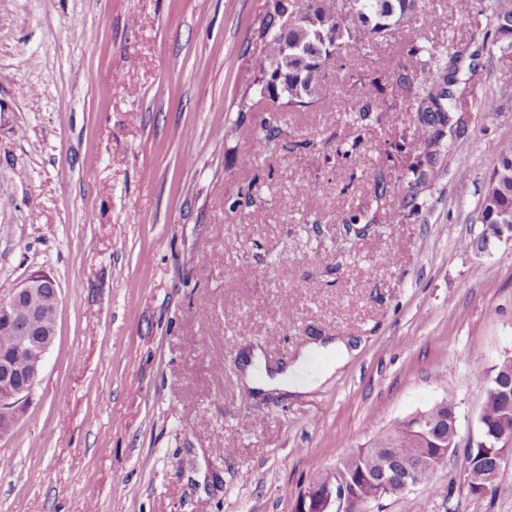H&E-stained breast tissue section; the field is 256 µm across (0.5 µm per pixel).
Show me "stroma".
<instances>
[{
    "label": "stroma",
    "mask_w": 512,
    "mask_h": 512,
    "mask_svg": "<svg viewBox=\"0 0 512 512\" xmlns=\"http://www.w3.org/2000/svg\"><path fill=\"white\" fill-rule=\"evenodd\" d=\"M271 3L0 0V295L35 271L60 288L42 377L0 439V512H293L320 472L447 397L459 446L433 481L450 496L418 487L369 512H512V464L492 496L464 471L512 355V240L460 246L512 139V51L476 10L421 0L345 54L335 95L245 113ZM414 47L457 60L453 129L411 192L409 100L389 75ZM367 75L384 117L363 125ZM264 119L279 135L243 166ZM356 137L353 166L336 149ZM314 336L360 349L308 397L251 393L253 351L285 365Z\"/></svg>",
    "instance_id": "1"
}]
</instances>
